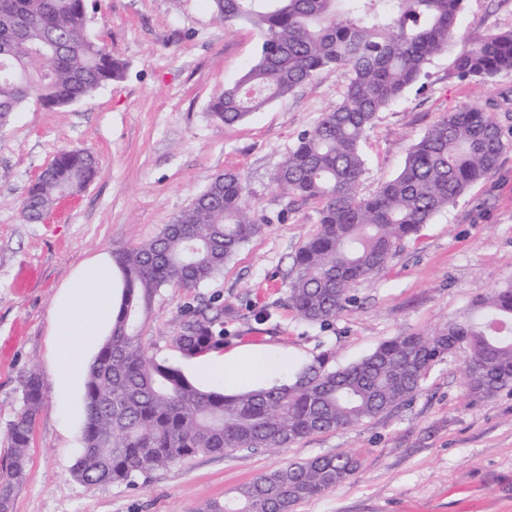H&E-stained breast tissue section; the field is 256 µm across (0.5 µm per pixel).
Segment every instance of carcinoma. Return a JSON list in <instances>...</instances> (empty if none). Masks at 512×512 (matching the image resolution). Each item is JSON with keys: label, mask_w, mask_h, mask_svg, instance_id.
<instances>
[{"label": "carcinoma", "mask_w": 512, "mask_h": 512, "mask_svg": "<svg viewBox=\"0 0 512 512\" xmlns=\"http://www.w3.org/2000/svg\"><path fill=\"white\" fill-rule=\"evenodd\" d=\"M465 0H213L220 20H245L262 35L258 58L214 95L213 114L245 120L322 71L347 83L336 107L304 131L274 173L288 193L322 203L319 230L298 250L288 302L321 326L349 301L351 286L384 269L398 244L496 170L507 147L493 113L468 104L448 114L409 150L399 174L361 197L360 143L378 114L448 51ZM40 50L43 60L33 58ZM512 71V30L463 45L450 78L487 80ZM126 63L89 34L86 0H0V129L31 97L61 110L124 79ZM98 172L93 153L65 150L29 187L27 221L56 197L84 188ZM240 173L217 174L189 209L151 241L115 252L122 274L111 335L85 382L86 418L76 476L88 484H130L189 456L238 448H282L346 429L404 404L427 370L460 346L465 386L481 398L512 388V289L477 296L459 319L432 336H396L344 367L325 355L282 384L243 393L205 390L149 353L143 328L159 291L198 288L220 275L261 229ZM171 343L185 358L224 348V305L188 307ZM42 402L34 373L23 381V409L8 428L13 462L28 460ZM347 453L292 462L240 487L204 512H293L347 480L359 467ZM26 471L10 470L0 499H11Z\"/></svg>", "instance_id": "1"}]
</instances>
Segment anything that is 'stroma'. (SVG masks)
Listing matches in <instances>:
<instances>
[{"mask_svg": "<svg viewBox=\"0 0 512 512\" xmlns=\"http://www.w3.org/2000/svg\"><path fill=\"white\" fill-rule=\"evenodd\" d=\"M89 30L127 65L122 82L60 111L29 99L0 132V481L13 449L10 423L23 408L22 381L35 372L42 406L26 478L12 512H203L255 477L321 454L361 462L343 484L294 512H512V389L491 398L463 385L465 353L436 362L410 402L361 424L285 448L197 455L133 486H91L74 472L85 421L83 391L54 389L50 315L84 261L153 239L217 173L245 180L266 216L223 274L198 288L167 287L144 328L158 359L192 375L172 347L176 317L201 300L223 302L224 347L258 345L273 357L266 383L287 381L323 353L346 366L398 335L426 334L460 316L481 294L512 287V72L486 82L452 79V56L432 57L367 130L359 191L374 194L402 169L411 145L448 113L476 103L509 141L497 169L401 243L386 268L357 282L329 325L301 321L288 305L299 247L318 230L320 204L288 195L274 172L299 134L340 101L342 75L323 72L243 122L224 124L209 103L255 59L260 33L224 24L210 0H88ZM512 29V0H466L460 41ZM87 149L100 165L85 188L60 197L38 223L25 222L27 187L64 149Z\"/></svg>", "mask_w": 512, "mask_h": 512, "instance_id": "stroma-1", "label": "stroma"}]
</instances>
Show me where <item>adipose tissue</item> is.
Segmentation results:
<instances>
[{
  "label": "adipose tissue",
  "mask_w": 512,
  "mask_h": 512,
  "mask_svg": "<svg viewBox=\"0 0 512 512\" xmlns=\"http://www.w3.org/2000/svg\"><path fill=\"white\" fill-rule=\"evenodd\" d=\"M118 268L107 255L80 265L51 310L57 345L54 385L67 392L82 385L91 364L90 350L103 333L111 331L118 287ZM193 366L224 376V388L245 392L267 368L260 347L238 346L227 352L211 351L192 361Z\"/></svg>",
  "instance_id": "ef3b65f1"
}]
</instances>
